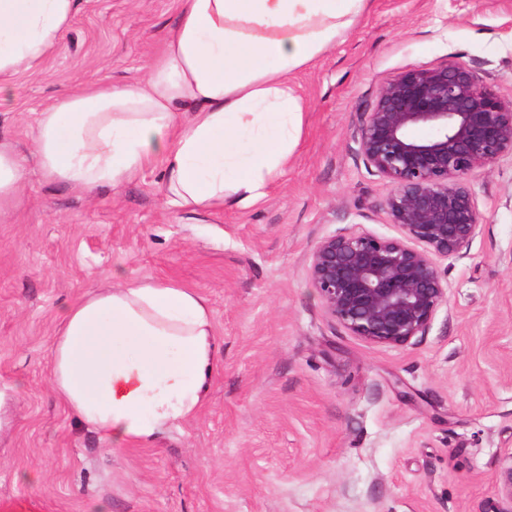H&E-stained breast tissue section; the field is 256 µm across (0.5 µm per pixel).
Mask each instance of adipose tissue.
I'll list each match as a JSON object with an SVG mask.
<instances>
[{
  "label": "adipose tissue",
  "mask_w": 512,
  "mask_h": 512,
  "mask_svg": "<svg viewBox=\"0 0 512 512\" xmlns=\"http://www.w3.org/2000/svg\"><path fill=\"white\" fill-rule=\"evenodd\" d=\"M178 22L142 83L81 85L46 106L31 157L0 139V218L21 202L27 161L90 193L143 170L180 209L260 203L287 168L305 106L295 74L335 45L368 0H176ZM78 0H0V101L41 71ZM206 299L165 280L114 275L67 306L50 384L109 444L148 442L194 418L218 362Z\"/></svg>",
  "instance_id": "1"
}]
</instances>
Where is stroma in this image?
Masks as SVG:
<instances>
[{
  "instance_id": "35a3bbf8",
  "label": "stroma",
  "mask_w": 512,
  "mask_h": 512,
  "mask_svg": "<svg viewBox=\"0 0 512 512\" xmlns=\"http://www.w3.org/2000/svg\"><path fill=\"white\" fill-rule=\"evenodd\" d=\"M176 24L175 0H81L43 72L17 76L0 137L30 154L39 112L145 80ZM449 64L512 101V0H369L294 76L300 143L248 208L166 207L158 166L90 196L29 166L0 223V512H481L512 455V156L469 176L481 232L441 261L448 304L414 344L351 335L308 276L326 236L399 235L361 117L404 72ZM114 273L199 292L220 353L195 419L110 449L48 374L62 311Z\"/></svg>"
}]
</instances>
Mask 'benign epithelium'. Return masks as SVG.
Returning <instances> with one entry per match:
<instances>
[{"label":"benign epithelium","mask_w":512,"mask_h":512,"mask_svg":"<svg viewBox=\"0 0 512 512\" xmlns=\"http://www.w3.org/2000/svg\"><path fill=\"white\" fill-rule=\"evenodd\" d=\"M435 135L421 140V127ZM367 166L393 185L385 207L400 236L338 232L311 254L327 315L367 342L405 346L448 304L440 259H462L479 232L470 173L512 154V103L461 66L411 69L383 85L358 130ZM484 512H512V463Z\"/></svg>","instance_id":"1"}]
</instances>
